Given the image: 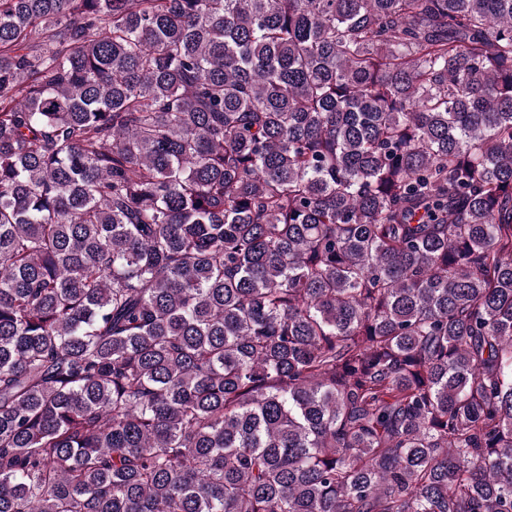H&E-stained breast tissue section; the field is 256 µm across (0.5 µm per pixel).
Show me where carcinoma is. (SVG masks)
I'll use <instances>...</instances> for the list:
<instances>
[{"label": "carcinoma", "instance_id": "obj_1", "mask_svg": "<svg viewBox=\"0 0 512 512\" xmlns=\"http://www.w3.org/2000/svg\"><path fill=\"white\" fill-rule=\"evenodd\" d=\"M0 512H512V0H0Z\"/></svg>", "mask_w": 512, "mask_h": 512}]
</instances>
